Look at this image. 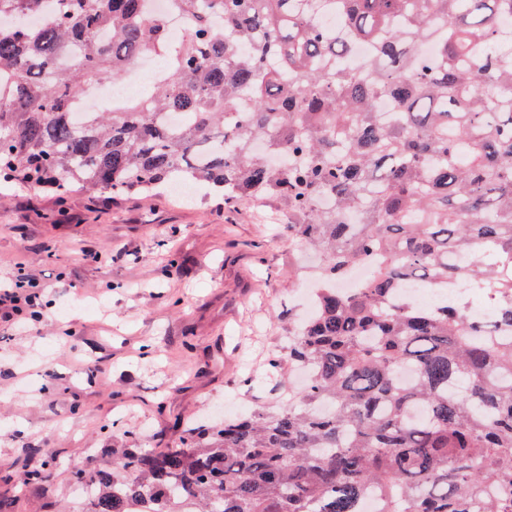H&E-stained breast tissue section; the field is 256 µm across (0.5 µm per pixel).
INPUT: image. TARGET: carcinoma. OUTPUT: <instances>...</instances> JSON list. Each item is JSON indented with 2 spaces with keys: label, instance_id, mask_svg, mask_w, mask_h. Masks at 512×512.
<instances>
[{
  "label": "carcinoma",
  "instance_id": "carcinoma-1",
  "mask_svg": "<svg viewBox=\"0 0 512 512\" xmlns=\"http://www.w3.org/2000/svg\"><path fill=\"white\" fill-rule=\"evenodd\" d=\"M146 2L0 0V174L276 199L323 287L272 359L306 374L288 402L112 449L75 471L89 512H512V335L493 336L512 304L476 322L400 295L512 294V0H334L343 33L324 0H167L178 40ZM144 54L163 70L142 94L76 116ZM368 263L363 287H333Z\"/></svg>",
  "mask_w": 512,
  "mask_h": 512
}]
</instances>
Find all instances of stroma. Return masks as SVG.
Masks as SVG:
<instances>
[{"mask_svg":"<svg viewBox=\"0 0 512 512\" xmlns=\"http://www.w3.org/2000/svg\"><path fill=\"white\" fill-rule=\"evenodd\" d=\"M319 263L272 200L0 183V277L24 270L51 305L0 321V499L79 512L75 471L111 449L172 448L186 426L287 401L269 361L311 312L301 275ZM32 470L50 477L22 483Z\"/></svg>","mask_w":512,"mask_h":512,"instance_id":"stroma-1","label":"stroma"}]
</instances>
